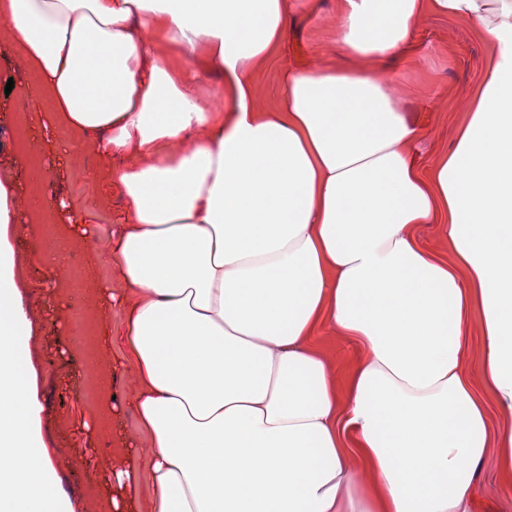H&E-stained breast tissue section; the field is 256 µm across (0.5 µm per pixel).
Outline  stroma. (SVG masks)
<instances>
[{
  "instance_id": "stroma-1",
  "label": "stroma",
  "mask_w": 512,
  "mask_h": 512,
  "mask_svg": "<svg viewBox=\"0 0 512 512\" xmlns=\"http://www.w3.org/2000/svg\"><path fill=\"white\" fill-rule=\"evenodd\" d=\"M340 0H296L288 13L283 41L270 59L252 67V82L260 108L276 105L282 64L310 68L332 67L344 62L346 52L336 42V14ZM414 50L384 61L382 69L398 87L402 109L421 125L413 146L420 167L430 168L453 147L451 118L465 105L467 91L478 83L491 45L479 22L449 16H425L413 35ZM26 117L32 141L42 148L44 164L30 168L16 149L12 126ZM49 112L35 108L30 76L9 32L0 31V181L12 185L23 199H31L33 186L53 184L56 200L66 201L74 220L86 225L89 237H67L69 251L86 273L92 300L102 293L120 291L122 285L111 267V245L124 224V201L115 186L116 174L126 168L123 158L112 160L89 150L72 152L63 129L54 132L55 148L45 151L43 126ZM30 208H23L9 230L15 249V279L31 310L29 340L35 389L42 405L41 433L57 468L59 489L75 506V512H106L105 502L114 495L113 486L95 492L81 484L78 472L99 468L101 463L122 467L136 463L132 483L141 512H150L153 489L143 463L150 450L139 430L131 403L137 394L134 371L120 350H112L103 362L109 382L94 404L72 398V367L69 347L64 342L69 306L62 295L66 271L42 276L44 287L34 292L29 276V258L19 249L29 231ZM319 347L334 365L339 382L358 363L359 349L345 338L323 331ZM125 440L128 453H110L101 459L104 444ZM473 512H512V492L504 493L493 461H486L475 491Z\"/></svg>"
}]
</instances>
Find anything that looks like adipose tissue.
Returning a JSON list of instances; mask_svg holds the SVG:
<instances>
[{"instance_id":"obj_1","label":"adipose tissue","mask_w":512,"mask_h":512,"mask_svg":"<svg viewBox=\"0 0 512 512\" xmlns=\"http://www.w3.org/2000/svg\"><path fill=\"white\" fill-rule=\"evenodd\" d=\"M478 2L342 0L351 65H282L262 113L250 68L289 0H0L53 125L132 160L124 289L103 300L124 324L103 334L139 384L153 512H471L492 447L512 488V430L493 438L486 415L512 418V0H493L495 54L431 170L373 69L426 12L476 19ZM163 37L186 67L155 54ZM213 72L231 108L197 96ZM20 209L0 183V512H74L32 387ZM418 224L441 225L452 261ZM325 325L362 350L342 387L312 342Z\"/></svg>"}]
</instances>
